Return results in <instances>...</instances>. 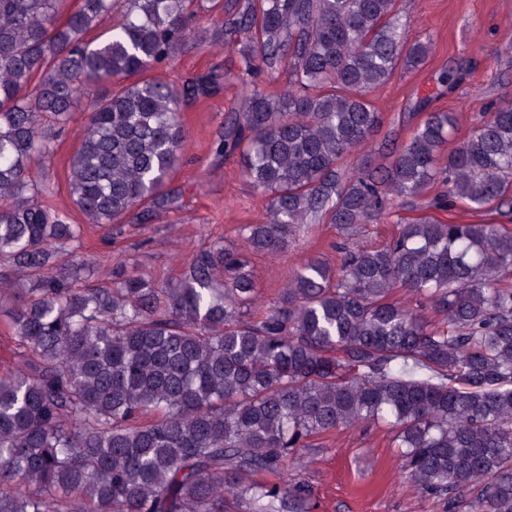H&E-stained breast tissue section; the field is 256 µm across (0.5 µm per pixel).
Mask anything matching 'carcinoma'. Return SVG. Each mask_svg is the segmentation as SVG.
Masks as SVG:
<instances>
[{"instance_id":"cac0c4a2","label":"carcinoma","mask_w":512,"mask_h":512,"mask_svg":"<svg viewBox=\"0 0 512 512\" xmlns=\"http://www.w3.org/2000/svg\"><path fill=\"white\" fill-rule=\"evenodd\" d=\"M201 9L223 17L197 29ZM220 38L237 71L181 88L152 75L186 41ZM430 49L398 0H0V337L14 344L0 512H307L288 481L299 450L379 419L421 492L463 488L453 512H512V231L420 216L380 247L352 243L437 182L432 208L512 213L511 103H490L446 155V112L382 146L385 163L367 149L383 123L370 92ZM281 73L277 92L257 82ZM221 78L242 104L214 151L240 156L267 221L166 288L121 260L88 285L84 227L46 202L35 165L90 98L69 192L91 224H146L176 207L183 102ZM320 221L345 238L340 263L309 257L259 304L250 256Z\"/></svg>"}]
</instances>
